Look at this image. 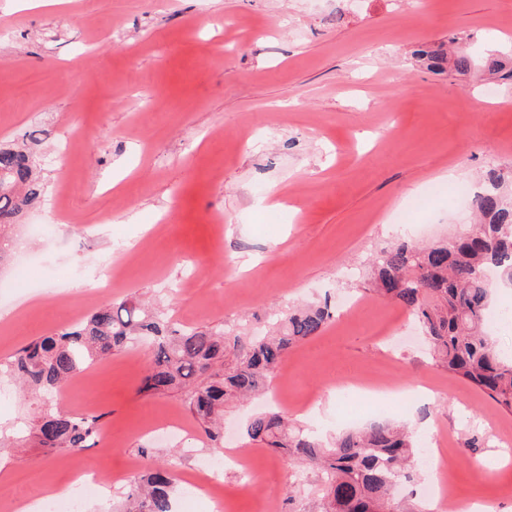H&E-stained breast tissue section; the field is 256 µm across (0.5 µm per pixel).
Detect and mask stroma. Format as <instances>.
I'll return each instance as SVG.
<instances>
[{
	"label": "stroma",
	"instance_id": "obj_1",
	"mask_svg": "<svg viewBox=\"0 0 512 512\" xmlns=\"http://www.w3.org/2000/svg\"><path fill=\"white\" fill-rule=\"evenodd\" d=\"M512 49V0H73L64 11L0 0V144L47 130L38 208L0 264V360L97 304L135 299L182 327L266 331L275 311L329 302L332 322L293 347L266 398L224 408L228 468L214 488L232 512H302L320 475L241 434L273 404L324 439L385 418L452 449V501L512 512V413L432 360L417 323L364 290L365 268L397 238V213L431 184H477L512 169V82L436 74L420 45ZM434 197L407 220L429 241L470 222ZM111 290L97 292L100 279ZM360 301L348 313L344 297ZM134 347L70 380L58 401L94 412L110 444L45 455L0 447V492L38 498L94 469L113 495L155 466L205 479L212 441L181 396L140 392L151 362ZM398 370L429 401L359 397L348 415L327 387ZM0 434L40 403L0 378Z\"/></svg>",
	"mask_w": 512,
	"mask_h": 512
}]
</instances>
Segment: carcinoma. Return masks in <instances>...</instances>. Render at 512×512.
<instances>
[{
	"label": "carcinoma",
	"instance_id": "1",
	"mask_svg": "<svg viewBox=\"0 0 512 512\" xmlns=\"http://www.w3.org/2000/svg\"><path fill=\"white\" fill-rule=\"evenodd\" d=\"M417 56L430 71L512 80V58L496 51L475 57L459 50L450 57L439 45L421 48ZM42 141L31 134L20 145H0V262L8 256L13 228L41 202L33 147ZM470 204L477 223L465 233L428 246L404 240L385 246L371 259L367 281L374 293L415 317L433 359L512 412V359L502 357L483 331L493 289L485 271H496L498 282L512 286V171L489 170ZM331 318L328 306L309 304L277 316L270 335L227 336L209 327L174 329L164 314L136 302L109 303L1 360L0 374L19 378L39 395L43 410L29 436L46 454L79 451L95 442L98 417L60 411L57 397L65 384L116 351L148 343L153 357L142 389L180 392L216 442L213 425L224 404L264 391L288 351L320 334ZM244 433L321 474L325 489L316 512H423L396 499L417 448L404 426L381 422L345 430L327 446L270 410L249 419ZM173 492L167 471H147L134 480L118 512H172Z\"/></svg>",
	"mask_w": 512,
	"mask_h": 512
}]
</instances>
